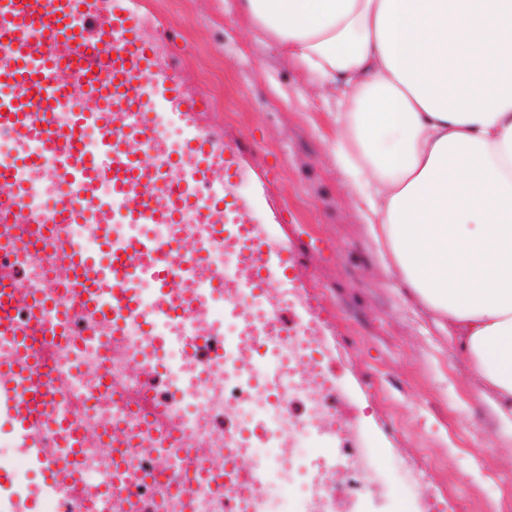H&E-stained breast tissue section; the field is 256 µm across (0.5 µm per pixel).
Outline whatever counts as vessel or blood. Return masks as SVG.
I'll return each instance as SVG.
<instances>
[{
	"mask_svg": "<svg viewBox=\"0 0 512 512\" xmlns=\"http://www.w3.org/2000/svg\"><path fill=\"white\" fill-rule=\"evenodd\" d=\"M82 2L0 0V132L31 147L23 158L0 156V242L37 231L39 249L53 258L66 287L62 300L41 291L19 300L17 273L0 256V337L11 339L18 352L17 360L0 364V407L46 477L67 487L75 486L79 462L92 449L69 417L54 414L55 384L44 376V358L29 349L28 336L57 348L67 344L76 318L91 317L111 325L116 343L128 325L143 324L155 333L157 350H164L169 339L158 330L176 319L178 308L228 302L223 271L206 274L202 266L231 232L242 237L248 254L243 287L263 293L295 274L287 244L270 239L264 225L225 224V211L245 212L250 205L231 189L242 173L237 151L202 123L203 102L170 115L184 125L185 150L195 164L174 175L154 164L145 113L159 92L181 100L180 86L173 78L160 87L148 80L158 48L144 37L136 11L111 6L102 13ZM88 129L99 132L90 144L83 139ZM41 160L71 189L49 213L32 208L25 188L27 169ZM102 176L112 182V197L104 201L93 194ZM194 217L210 232L189 251H176L144 230ZM83 224H127L131 230L113 236L103 262L72 243ZM144 280L155 286L148 300L138 289ZM20 301L23 324L7 313ZM50 308L58 316L48 325L44 312ZM49 415L65 442L60 454L45 448L40 436L41 420Z\"/></svg>",
	"mask_w": 512,
	"mask_h": 512,
	"instance_id": "1",
	"label": "vessel or blood"
}]
</instances>
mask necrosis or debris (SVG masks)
<instances>
[{"label": "necrosis or debris", "instance_id": "necrosis-or-debris-1", "mask_svg": "<svg viewBox=\"0 0 512 512\" xmlns=\"http://www.w3.org/2000/svg\"><path fill=\"white\" fill-rule=\"evenodd\" d=\"M210 262L224 270V286L237 296L242 312L225 318L208 315L206 331L218 340L235 337L237 346L225 350L223 359L204 372L185 352L192 328L177 323L166 329L172 343L166 353V392L159 398L162 430L168 435L165 461L157 462L147 449L118 462L104 454L89 455L81 464L80 485L64 492L35 482L21 439L0 432V473L9 477L0 485V502L11 512H26L33 500L41 502L44 512H84L88 502L96 503L98 512H112V490L130 478L139 479L140 485L127 512H224L225 494L244 468L267 479L243 496L241 512H333L340 496L357 502L386 498L429 481L427 465L384 471L373 449L339 417L341 388L323 375L332 356L324 339V292L290 288L266 298L241 290L236 276L242 267L241 247L231 238L212 249ZM272 302L300 307V319L280 328L270 316ZM77 328L97 332L98 344L83 345L75 355L55 349L45 360L48 374L68 375L60 393L63 409L91 432L129 424L130 406L143 401L141 373L155 354L151 337L133 325L116 348L107 324L88 321ZM261 344L278 359L281 376L263 379L254 372L242 379L243 357ZM104 378L121 402L99 397ZM314 437L334 448L335 457L309 455L307 444ZM184 448L223 461L220 483L182 471ZM282 483L289 485L288 494H275Z\"/></svg>", "mask_w": 512, "mask_h": 512}]
</instances>
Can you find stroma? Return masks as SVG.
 Here are the masks:
<instances>
[{"instance_id":"35a3bbf8","label":"stroma","mask_w":512,"mask_h":512,"mask_svg":"<svg viewBox=\"0 0 512 512\" xmlns=\"http://www.w3.org/2000/svg\"><path fill=\"white\" fill-rule=\"evenodd\" d=\"M143 33L162 46L184 89L207 97L201 66L220 68L236 107L228 117L209 100L203 123L238 148L248 180L238 189L257 222L296 253L300 283L325 290L328 332L338 347L331 369L350 393L345 423H358L382 468L400 461L434 463V482L455 477L458 492L484 512L479 475L462 466L480 452L490 469L512 472V440H504L484 388L435 315L400 287L336 162L342 138L334 104L324 102L308 73L259 40L237 0H140ZM302 90L283 100L279 90Z\"/></svg>"}]
</instances>
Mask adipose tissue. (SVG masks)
<instances>
[{
	"label": "adipose tissue",
	"instance_id": "adipose-tissue-1",
	"mask_svg": "<svg viewBox=\"0 0 512 512\" xmlns=\"http://www.w3.org/2000/svg\"><path fill=\"white\" fill-rule=\"evenodd\" d=\"M342 94L336 159L385 266L512 438V0H239Z\"/></svg>",
	"mask_w": 512,
	"mask_h": 512
}]
</instances>
